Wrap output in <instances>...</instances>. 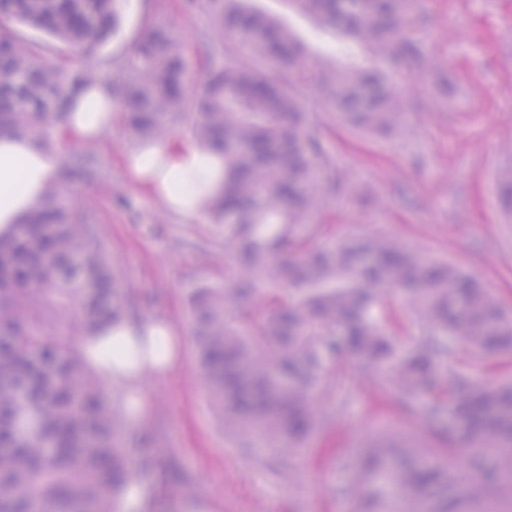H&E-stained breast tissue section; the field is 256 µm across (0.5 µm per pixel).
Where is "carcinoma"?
Masks as SVG:
<instances>
[{
  "instance_id": "obj_1",
  "label": "carcinoma",
  "mask_w": 512,
  "mask_h": 512,
  "mask_svg": "<svg viewBox=\"0 0 512 512\" xmlns=\"http://www.w3.org/2000/svg\"><path fill=\"white\" fill-rule=\"evenodd\" d=\"M365 52L317 71L325 115L308 110L307 44L247 0H185L211 24L197 82L176 29L153 18L133 55L95 59L119 19V0H0V132L41 147L72 96L108 81L135 143L176 131L224 156L212 221L224 230L230 276L189 298L188 316L209 401L241 448L295 458L337 412L346 374L374 369L378 395L439 436L452 422L460 448H421L383 433L346 456L354 512H501L512 501V379L450 370L444 337L469 355L512 358V312L481 280L382 233L335 237L320 217L338 196L368 195L320 137L324 117L355 132L410 133L395 76L430 80L419 0H291ZM20 22L47 34L31 41ZM442 100L455 76L438 70ZM63 176L92 181L90 149ZM512 212V167L495 175ZM418 335L398 352L407 326ZM129 315L101 225L59 191L15 236L0 240V512H119L130 472L121 417L77 345L96 324ZM338 367L325 371L327 356Z\"/></svg>"
}]
</instances>
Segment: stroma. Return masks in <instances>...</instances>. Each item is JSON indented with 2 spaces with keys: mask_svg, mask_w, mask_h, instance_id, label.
<instances>
[{
  "mask_svg": "<svg viewBox=\"0 0 512 512\" xmlns=\"http://www.w3.org/2000/svg\"><path fill=\"white\" fill-rule=\"evenodd\" d=\"M279 17L309 46L313 66L344 60L351 42L325 30L288 0H251ZM429 65L452 66L455 92L443 109L432 90L402 82L410 139L363 136L342 127L323 137L344 167L365 181L378 205L345 202L321 218L339 236L381 232L471 273L512 308V223L497 200L494 173L512 143V0H422ZM172 25L183 38L193 73L207 47L196 38L208 18L183 0H123L120 25L102 57L129 53L145 14ZM132 148L121 118L96 143L102 180L68 183L73 200L91 207L120 283L142 318H171L188 327L187 299L201 283L220 282L231 261L223 232L212 223L171 216L130 187L121 160ZM182 365L143 384L144 423L125 425L130 446L146 449L150 464H136L131 479L143 488L135 512H351L344 490L352 480L344 458L362 439L389 425L407 430L405 417L372 390L365 372L351 375L348 405L297 459L244 453L207 402L190 335L177 340ZM190 470L192 498L171 484L174 464ZM296 479H289V470Z\"/></svg>",
  "mask_w": 512,
  "mask_h": 512,
  "instance_id": "obj_1",
  "label": "stroma"
}]
</instances>
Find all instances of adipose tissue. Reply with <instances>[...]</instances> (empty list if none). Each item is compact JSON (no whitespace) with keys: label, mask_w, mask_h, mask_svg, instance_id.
Masks as SVG:
<instances>
[{"label":"adipose tissue","mask_w":512,"mask_h":512,"mask_svg":"<svg viewBox=\"0 0 512 512\" xmlns=\"http://www.w3.org/2000/svg\"><path fill=\"white\" fill-rule=\"evenodd\" d=\"M63 123L72 142L101 140L112 126L116 107L111 84L100 82L80 89ZM123 170L130 186L163 203L175 217L207 220L213 201L224 191V159L194 140L167 142L136 148L124 158ZM62 155L35 145L30 139L0 134V238L25 223L39 205L62 185ZM176 325L169 319L124 318L100 323L83 337L80 348L87 364L105 384L139 393L145 378H161L179 366L174 355L124 364L113 352L115 345L134 344L137 337H170Z\"/></svg>","instance_id":"1"}]
</instances>
